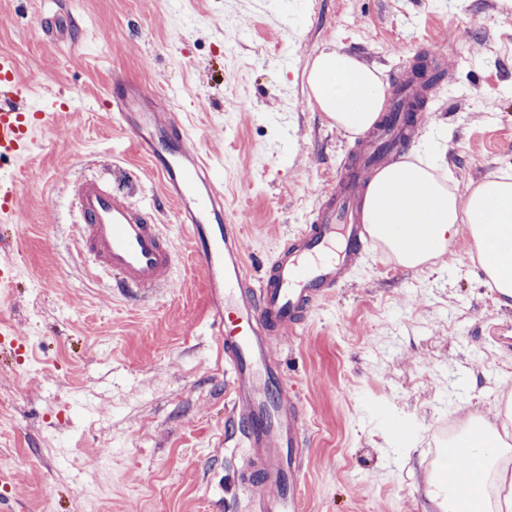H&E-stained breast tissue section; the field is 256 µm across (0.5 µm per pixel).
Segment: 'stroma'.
<instances>
[{"instance_id": "stroma-1", "label": "stroma", "mask_w": 512, "mask_h": 512, "mask_svg": "<svg viewBox=\"0 0 512 512\" xmlns=\"http://www.w3.org/2000/svg\"><path fill=\"white\" fill-rule=\"evenodd\" d=\"M64 6L73 43L42 23ZM339 47L385 85L460 60L424 90L419 141L437 140L458 190L512 174V5L506 0H0L30 104L49 109L17 175L15 275L0 322V495L22 512H244L229 370L209 327L199 259L151 173L103 108L113 73L159 93L213 159L250 264L307 223L356 135L309 98L306 70ZM97 178L160 207L175 286L135 306L77 251L69 192ZM458 261L408 269L382 253L321 302L273 355L304 410V512H432L426 464L470 415L497 423L512 394V307L487 288L467 236ZM41 459L30 467V459Z\"/></svg>"}]
</instances>
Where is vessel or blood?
<instances>
[{"instance_id": "vessel-or-blood-1", "label": "vessel or blood", "mask_w": 512, "mask_h": 512, "mask_svg": "<svg viewBox=\"0 0 512 512\" xmlns=\"http://www.w3.org/2000/svg\"><path fill=\"white\" fill-rule=\"evenodd\" d=\"M0 85L10 90L9 98L0 101V160L18 162L29 154L35 131L47 124L51 112L65 111L68 103L59 98L51 112L32 111L29 89L5 51L0 53ZM421 91L412 78L396 81L386 111L356 142L350 167L318 198L307 224L280 240L262 276L255 278L242 228L225 210L210 160L190 142L186 125L175 114L161 116L155 96L139 85L122 77L112 81L105 103L112 122L131 132L200 259L213 333L230 371L246 512H302L304 419L299 401L287 393L282 363L272 349L350 279L364 255L377 251L362 220L365 193L419 133L417 120L407 113ZM72 204L77 250L92 256L96 269L108 275L113 294L137 304L171 286L177 253L157 221V207L136 205L96 179L75 184Z\"/></svg>"}]
</instances>
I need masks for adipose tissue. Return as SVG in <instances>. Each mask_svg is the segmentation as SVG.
<instances>
[{"label":"adipose tissue","mask_w":512,"mask_h":512,"mask_svg":"<svg viewBox=\"0 0 512 512\" xmlns=\"http://www.w3.org/2000/svg\"><path fill=\"white\" fill-rule=\"evenodd\" d=\"M306 81L319 111L337 128L361 134L377 122L386 87L377 70L354 55L321 51ZM447 169L433 146L381 169L364 202L369 231L411 269L442 256L459 231H467L499 303L512 307V176L490 174L461 193L450 187ZM448 445L464 449L469 465L431 478V503L447 505L448 512H512V470L501 464L512 445L497 426L466 418Z\"/></svg>","instance_id":"obj_1"}]
</instances>
